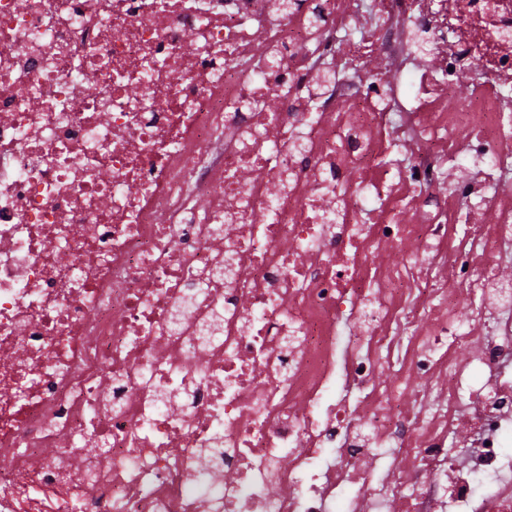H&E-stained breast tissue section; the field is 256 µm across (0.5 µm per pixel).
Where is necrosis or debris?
Instances as JSON below:
<instances>
[{"label":"necrosis or debris","instance_id":"obj_1","mask_svg":"<svg viewBox=\"0 0 512 512\" xmlns=\"http://www.w3.org/2000/svg\"><path fill=\"white\" fill-rule=\"evenodd\" d=\"M511 172L512 0H0V512H512Z\"/></svg>","mask_w":512,"mask_h":512}]
</instances>
